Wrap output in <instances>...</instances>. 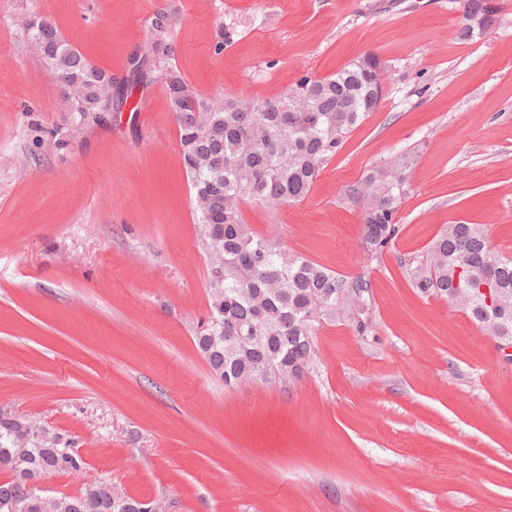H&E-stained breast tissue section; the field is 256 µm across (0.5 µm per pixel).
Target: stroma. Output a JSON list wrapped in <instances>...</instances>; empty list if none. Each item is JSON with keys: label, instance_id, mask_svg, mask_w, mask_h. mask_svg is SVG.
Returning <instances> with one entry per match:
<instances>
[{"label": "stroma", "instance_id": "obj_1", "mask_svg": "<svg viewBox=\"0 0 512 512\" xmlns=\"http://www.w3.org/2000/svg\"><path fill=\"white\" fill-rule=\"evenodd\" d=\"M480 38L455 0H0V409L86 462L37 487L105 483L163 512H512V362L461 307L412 284L447 224L512 257V0ZM50 20L112 77L70 111L24 32ZM206 98H265L367 51L385 97L309 195L243 206L259 236L368 285L324 321L301 377L225 386L194 343L206 259L165 86L119 94L154 22ZM409 151L399 231L363 244L347 186Z\"/></svg>", "mask_w": 512, "mask_h": 512}]
</instances>
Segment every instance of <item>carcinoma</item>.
Wrapping results in <instances>:
<instances>
[{
  "label": "carcinoma",
  "instance_id": "carcinoma-1",
  "mask_svg": "<svg viewBox=\"0 0 512 512\" xmlns=\"http://www.w3.org/2000/svg\"><path fill=\"white\" fill-rule=\"evenodd\" d=\"M462 19L490 14L489 0H459ZM25 29L55 75L77 85L70 99L79 113L101 111V90L111 79L63 38L49 21L28 18ZM164 27L152 28V56L160 68L135 77L124 89L165 84L180 132L181 156L190 178L207 258L208 313L198 324L197 350L227 386L255 376L300 377L312 358L314 330L323 321L349 316L364 302L367 283L347 279L301 254L252 233L242 206L258 200L274 208L303 200L348 135L377 106L381 71L368 52L318 82H296L269 99L200 96L168 62ZM412 155L399 153L345 189L362 209L363 243L382 252L398 233L399 210L408 191ZM464 269L470 284L456 280ZM423 293L436 292L464 307L500 350L512 347V259L490 248L473 224L443 227L411 270ZM499 290L490 308L479 292ZM247 335L250 341L236 340ZM63 434L36 419L0 410V512H138L136 500L112 494L105 485L77 495L42 496L33 483L48 472L79 471L84 460Z\"/></svg>",
  "mask_w": 512,
  "mask_h": 512
}]
</instances>
